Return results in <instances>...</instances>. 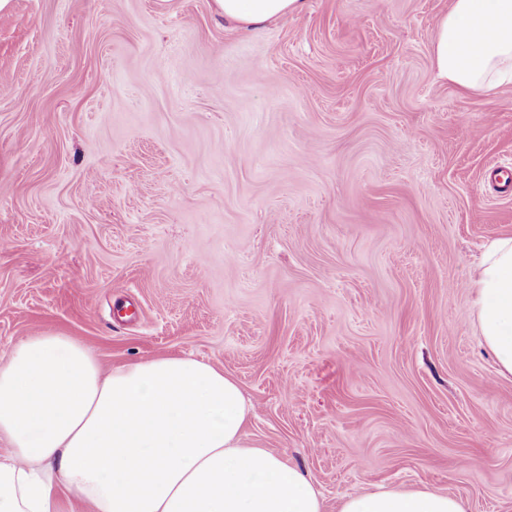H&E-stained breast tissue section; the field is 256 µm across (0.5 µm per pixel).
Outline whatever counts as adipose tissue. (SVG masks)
I'll return each mask as SVG.
<instances>
[{"label":"adipose tissue","mask_w":512,"mask_h":512,"mask_svg":"<svg viewBox=\"0 0 512 512\" xmlns=\"http://www.w3.org/2000/svg\"><path fill=\"white\" fill-rule=\"evenodd\" d=\"M225 22L263 24L304 0H215ZM440 80L494 95L512 83V0H452L432 46ZM477 329L512 375V237L483 253L470 283ZM252 407L223 369L166 355L103 371L81 341L26 337L0 361V512H323L301 468L244 440ZM340 512H466L437 491L379 489Z\"/></svg>","instance_id":"1"}]
</instances>
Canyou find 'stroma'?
<instances>
[{
    "label": "stroma",
    "mask_w": 512,
    "mask_h": 512,
    "mask_svg": "<svg viewBox=\"0 0 512 512\" xmlns=\"http://www.w3.org/2000/svg\"><path fill=\"white\" fill-rule=\"evenodd\" d=\"M451 0H11L0 13V360L208 361L324 512L379 488L512 512V376L470 282L512 235V84L461 94ZM305 0H215L224 22L236 26L263 24L301 11Z\"/></svg>",
    "instance_id": "stroma-1"
}]
</instances>
